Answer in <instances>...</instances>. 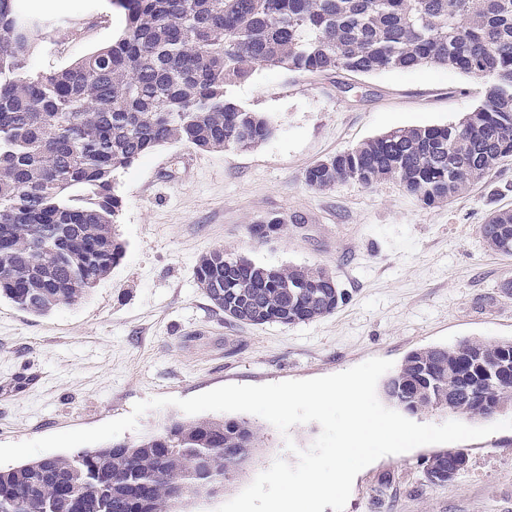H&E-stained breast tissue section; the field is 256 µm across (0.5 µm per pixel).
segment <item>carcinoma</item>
Segmentation results:
<instances>
[{
	"mask_svg": "<svg viewBox=\"0 0 512 512\" xmlns=\"http://www.w3.org/2000/svg\"><path fill=\"white\" fill-rule=\"evenodd\" d=\"M124 31L70 65L33 73L47 21L0 0V297L46 315L85 298L124 256L118 172L167 145L247 149L273 136L230 87L257 68L372 75L424 65L487 79L457 124L400 127L320 160L306 184L393 180L426 205L450 203L512 158V0H114ZM512 255V209L480 225ZM203 254L198 287L230 322L314 321L344 301L323 268H272ZM393 405L489 418L512 406V340L410 352L387 380ZM261 443L251 420L172 421L134 443L0 468V512H175L220 489ZM462 450L436 454L448 483Z\"/></svg>",
	"mask_w": 512,
	"mask_h": 512,
	"instance_id": "1",
	"label": "carcinoma"
}]
</instances>
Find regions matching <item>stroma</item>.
Instances as JSON below:
<instances>
[{
    "label": "stroma",
    "instance_id": "stroma-1",
    "mask_svg": "<svg viewBox=\"0 0 512 512\" xmlns=\"http://www.w3.org/2000/svg\"><path fill=\"white\" fill-rule=\"evenodd\" d=\"M126 26L113 0H70L50 16L28 63L53 71L111 43ZM483 78L426 66L369 76L258 68L232 87L275 135L247 150L167 146L117 176L124 257L89 295L37 316L0 298V444L92 428L153 397L304 380L371 358L402 364L416 349L512 339V256L488 249L479 227L512 208V160L452 203L425 205L398 183L348 180L307 186L317 161L401 126L462 121ZM280 218L260 236L257 222ZM221 248L267 267H322L345 301L296 325H233L198 288L194 267ZM251 466L187 512H216L286 457V440L310 446L317 423L289 436L260 421ZM458 449L467 469L428 485L422 463L436 444L376 460L357 474L344 512H512V429Z\"/></svg>",
    "mask_w": 512,
    "mask_h": 512
}]
</instances>
